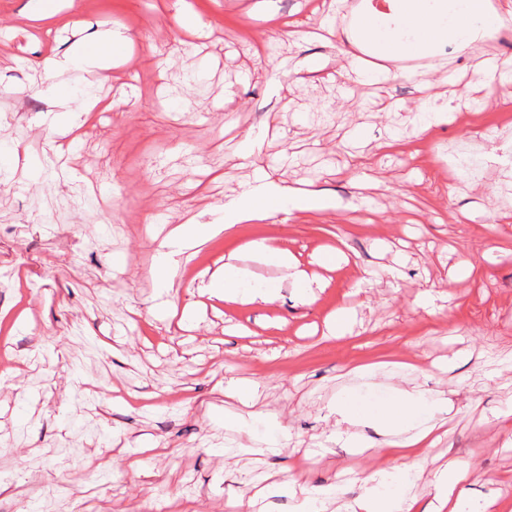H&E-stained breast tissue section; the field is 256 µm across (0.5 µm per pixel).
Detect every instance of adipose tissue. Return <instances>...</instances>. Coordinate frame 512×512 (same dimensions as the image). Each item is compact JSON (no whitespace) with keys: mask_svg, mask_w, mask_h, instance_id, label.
I'll return each instance as SVG.
<instances>
[{"mask_svg":"<svg viewBox=\"0 0 512 512\" xmlns=\"http://www.w3.org/2000/svg\"><path fill=\"white\" fill-rule=\"evenodd\" d=\"M395 6L402 18L401 27H390L385 9L375 8L365 30L366 38L383 40L391 56L407 53L416 37L438 52L449 46L468 48L481 56L504 31L512 29V0H499L494 7L486 0H396ZM124 41V34L113 30L106 38L83 41L79 54L46 59L45 67L68 71L89 64L104 70L111 48ZM331 207V201L318 190L285 185L268 174L255 173L225 201L220 223L194 220L170 233L157 251L151 275L161 284L172 280L184 255L201 236L212 238L236 225L269 220L282 212H323ZM208 291L227 301L243 298L265 304L276 300L278 289L273 285L246 288L240 269L228 262L223 271L214 275ZM453 410L454 403L446 391L419 385L399 388L384 407L371 414L388 438L385 455L389 466L368 477L354 498L346 497V489L340 484L301 489L298 512H490L494 499L468 498L469 466L459 459H450L437 472L432 496L426 501L410 493L409 475L399 467L400 461L419 460L421 449L433 444L435 433Z\"/></svg>","mask_w":512,"mask_h":512,"instance_id":"1","label":"adipose tissue"}]
</instances>
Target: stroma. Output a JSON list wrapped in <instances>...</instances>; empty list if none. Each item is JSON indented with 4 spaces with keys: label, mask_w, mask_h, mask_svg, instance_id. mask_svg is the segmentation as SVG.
Segmentation results:
<instances>
[{
    "label": "stroma",
    "mask_w": 512,
    "mask_h": 512,
    "mask_svg": "<svg viewBox=\"0 0 512 512\" xmlns=\"http://www.w3.org/2000/svg\"><path fill=\"white\" fill-rule=\"evenodd\" d=\"M36 7L0 0V512H231L230 497L266 484L264 512H295L301 487L343 481L357 495L385 438L365 420L366 449L336 444L330 409L349 395L381 404L409 364L456 402L414 493L454 456L472 499L512 510V84L476 75L507 49L447 50L432 80L458 115L420 134L416 83L344 77L353 42L332 0H60L47 30L22 23ZM327 16L326 38L288 40ZM114 29L128 41L109 82L45 74L48 57ZM303 58L321 69L289 73ZM76 88L113 107L73 145L51 96ZM260 133L240 165L239 144ZM258 169L313 183L335 209L237 225L160 292L149 270L168 232L196 214L220 221ZM261 240L317 282L311 303L247 250ZM339 240L349 263L314 262ZM232 254L250 283L278 287L273 303L200 292ZM17 267L27 280L12 282ZM342 305L350 330L329 337ZM380 361L393 367L372 382L349 372ZM232 377L259 389L255 416L227 430L205 410ZM275 419L290 438L272 451Z\"/></svg>",
    "instance_id": "obj_1"
}]
</instances>
